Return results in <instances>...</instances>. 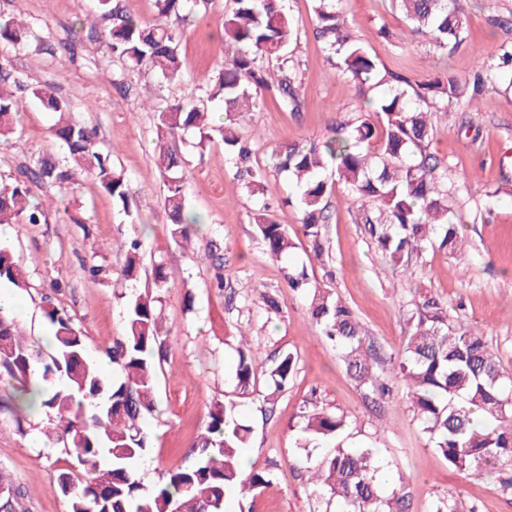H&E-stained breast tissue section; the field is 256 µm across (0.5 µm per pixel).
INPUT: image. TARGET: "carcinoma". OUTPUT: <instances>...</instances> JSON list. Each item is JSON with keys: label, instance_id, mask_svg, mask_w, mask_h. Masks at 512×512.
I'll use <instances>...</instances> for the list:
<instances>
[{"label": "carcinoma", "instance_id": "obj_1", "mask_svg": "<svg viewBox=\"0 0 512 512\" xmlns=\"http://www.w3.org/2000/svg\"><path fill=\"white\" fill-rule=\"evenodd\" d=\"M208 0H155L158 21L148 25L124 14L113 0H96L95 11L112 20L107 48L134 70H151L166 81L182 78L178 54L180 27L194 8ZM406 20L407 40L423 39L437 52L455 50L464 42L466 18L458 0H392ZM315 33L327 60L354 83L361 101L357 113L323 143L287 144L273 155L276 166L297 187L302 232L316 257L325 252L321 234L332 184L324 177L334 170L348 194L377 205L362 213L382 253L397 266L439 246L450 256L464 255L460 219L448 205V168L429 152L434 136L432 116L454 112L488 87L512 90V41H504L489 61L461 81L436 76L416 86L400 75L381 71L374 56L349 29L342 0H313ZM299 31L282 0H234L224 19V41L233 47L224 64L205 75L203 98L176 101L157 113L156 161L165 178L164 207L172 239L189 240V226L198 223L185 210L186 183L182 158L168 141L187 132L208 140L218 134L229 163L247 176L245 187L264 194L263 174L251 165L252 150L238 133V117L264 91L277 92L286 108L298 107L297 64L288 48ZM28 30L14 18H0V41L24 44ZM277 61L279 78L269 81L265 63ZM26 86L0 74V141L15 132L14 115ZM44 109L56 116L51 135L64 148L63 158L40 156L26 169L24 180L0 186V224H40L43 204L33 191L50 183L62 190L89 177L128 208L131 189L112 166L110 154L96 146V132L70 117L69 105L46 89H34ZM224 105V122L210 125L208 103ZM262 204L256 215L267 252L282 259L296 249L288 228L272 220ZM128 279L140 274L142 241L124 243ZM152 285L167 286L170 272L161 260L152 263ZM288 287L306 295L313 319L341 352L347 374L367 393L383 399L393 383L407 388L413 418L428 434L448 466L459 471L495 472L512 460V371L503 367L483 332L457 327L448 320V305L434 296L414 303L393 370L387 357L365 334L352 309L339 296L313 283L306 269L288 268ZM28 288L25 272L8 247L0 245V284ZM122 339L105 350L117 376L108 379L86 348L72 319L53 308L46 316L53 330L51 349L34 346L10 315L0 311V373L27 384L40 383V403L55 441L77 467L89 474L82 484L64 470L52 476V490L67 498L69 512H224L225 494L236 489L254 495L270 484V474L240 467V449L249 441V427L236 415L233 402L216 403L191 452L190 463L171 471L151 490L136 477L147 456L149 439L141 424L155 410L158 369L166 356L159 334L155 298L128 297ZM297 358L283 354L270 371L273 391L268 402L288 387ZM263 364L249 350L239 349L237 387L249 394ZM305 443L336 439L349 425L343 411L313 408L305 416ZM380 465L369 448L336 447L315 468L314 492L342 503L345 512H407L405 483L386 492ZM20 486L0 469V512H26Z\"/></svg>", "mask_w": 512, "mask_h": 512}]
</instances>
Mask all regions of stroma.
<instances>
[{
  "label": "stroma",
  "instance_id": "35a3bbf8",
  "mask_svg": "<svg viewBox=\"0 0 512 512\" xmlns=\"http://www.w3.org/2000/svg\"><path fill=\"white\" fill-rule=\"evenodd\" d=\"M285 5L300 33L289 48L300 65L299 108L286 110L275 91L263 92L257 106L242 114L239 132L254 140L253 162L265 175L272 218L295 240L296 261L352 308L383 352L397 350L405 312L415 297L428 294L447 303L455 324L481 327L503 366L512 368V91L487 90L434 119L430 150L448 167V204L464 225L465 258L430 251L408 269L393 267L357 223L360 205L340 185L321 226L325 253L315 257L302 234L299 210L286 203L296 189L270 154L286 143L332 137L337 123L358 109L359 99L353 83L326 59L314 34L311 0H285ZM460 6L467 38L446 55L402 43L405 23L390 0L343 2L354 35L380 66L414 83L469 76L475 51L488 57L499 42L512 40V29L497 25L501 19L512 21V0H460ZM231 7L232 0H214L207 13L185 26L179 47L183 77L165 83L145 70L127 71L124 61L106 50L108 24L95 13L93 0H0V16L22 19L29 30L25 46L0 43V65L28 87L51 88L69 103L73 120L96 128L99 149L111 154L133 192L126 211L90 178L65 194L43 185L35 193L47 209L46 223L0 224V243L9 246L28 275V288L18 293L24 306L14 319L41 344L52 331L46 309H62L97 356L125 332L127 295L159 298L168 353L156 382V411L144 424L151 442L138 479L145 489L188 462L213 404L232 401L252 429L246 451L272 482L246 498L227 492L226 512H336L335 504L313 495L298 463L305 456L320 462L334 447L330 441L308 451L301 447L303 412L314 403L350 416L346 446L372 448L394 479L404 481L409 512H434L438 500L455 495L475 512H512V495L500 491L495 476L449 468L413 420L405 388L376 402L349 378L339 353L311 320L308 300L290 292L282 263L267 253L255 224L256 198L227 164L220 138L203 142L189 133L177 143L188 161L186 202L199 224L187 245L172 239L155 163L157 112L170 102L199 97L198 77L224 58L225 46L215 35ZM54 121L37 99L24 98L13 142L0 143V185L12 183L39 156L58 154L50 132ZM490 193L495 205L487 214L482 205ZM134 234L145 243L142 262L155 256L168 265L172 276L166 288H153L145 272L137 280L125 279L121 243ZM214 236L225 245L220 289L213 285L208 257ZM91 257L102 267L94 278L80 268L82 259ZM266 294L278 297L280 314L265 310ZM244 342L258 352L266 370L283 353L298 358L294 379L266 414L261 411L268 391L265 374L259 375L254 394L244 397L237 389L234 366ZM15 386L0 374V469L24 491L27 512H68L67 500L49 482L73 459L44 436L45 416L30 418L25 432H18L14 414L3 405Z\"/></svg>",
  "mask_w": 512,
  "mask_h": 512
}]
</instances>
